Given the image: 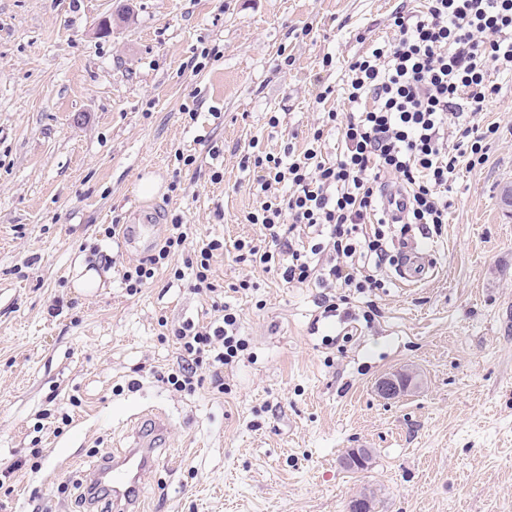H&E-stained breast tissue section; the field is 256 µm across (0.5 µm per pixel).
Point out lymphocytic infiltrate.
I'll return each mask as SVG.
<instances>
[{"mask_svg": "<svg viewBox=\"0 0 512 512\" xmlns=\"http://www.w3.org/2000/svg\"><path fill=\"white\" fill-rule=\"evenodd\" d=\"M393 25V39L349 65L345 95L356 110L341 128L335 160L322 154L320 127L296 159L269 153L253 159L262 189L285 181L291 190L247 213V222L262 225L271 245L237 242L236 260L268 265L284 256L283 282L321 288L326 318L340 308L335 289L362 293L378 287L375 270L400 259L387 220L378 214L386 178L406 188L407 221L423 236L447 223L459 167L483 164V143L497 132L479 121L484 103L499 92L488 70L512 68V0H424L416 19L398 13ZM190 235V225L173 218L158 253L123 267L126 290L139 293L173 255L186 251ZM174 337L183 356L165 382L178 391L200 386L206 367L214 387L223 389L222 369L249 348L240 314L229 304L221 322H187Z\"/></svg>", "mask_w": 512, "mask_h": 512, "instance_id": "lymphocytic-infiltrate-1", "label": "lymphocytic infiltrate"}]
</instances>
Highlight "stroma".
I'll use <instances>...</instances> for the list:
<instances>
[{
    "label": "stroma",
    "instance_id": "obj_1",
    "mask_svg": "<svg viewBox=\"0 0 512 512\" xmlns=\"http://www.w3.org/2000/svg\"><path fill=\"white\" fill-rule=\"evenodd\" d=\"M420 5L0 0V512H83L97 461L128 447L144 411L163 415L168 444L143 512H349L366 489L378 512H512V72H488L497 132L484 165L459 169L447 224L405 235L434 277L406 288L379 269L381 287L350 297L375 304L372 322L321 318L318 288L235 261L237 241L264 242L247 213L289 192L263 193L245 158L302 153L324 112H351L349 62ZM147 174L152 197L137 193ZM135 206L161 214L145 239L106 237ZM175 216L195 244L223 240L220 294L195 293L178 257L128 295L122 266L155 253ZM82 255L110 273L92 293L73 286ZM226 302L248 357L223 391L173 390V329L221 319ZM406 370L417 386L381 397ZM353 448L371 451L367 470L343 467Z\"/></svg>",
    "mask_w": 512,
    "mask_h": 512
}]
</instances>
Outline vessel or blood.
<instances>
[{
  "mask_svg": "<svg viewBox=\"0 0 512 512\" xmlns=\"http://www.w3.org/2000/svg\"><path fill=\"white\" fill-rule=\"evenodd\" d=\"M406 203L403 190L391 189L383 195L382 210L389 221L400 223L406 218ZM434 266L431 254L410 245L398 268V276L405 283L423 280ZM166 429L159 414H140L129 448L99 465L96 478L85 493L89 507H96L100 497L105 496L110 498L113 512H141L144 476L156 466L157 448L165 440Z\"/></svg>",
  "mask_w": 512,
  "mask_h": 512,
  "instance_id": "obj_1",
  "label": "vessel or blood"
}]
</instances>
